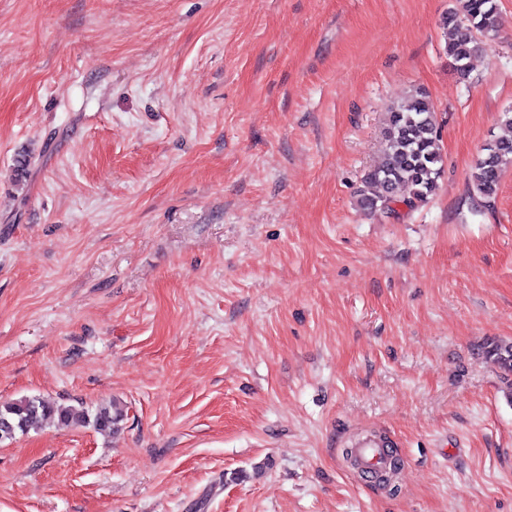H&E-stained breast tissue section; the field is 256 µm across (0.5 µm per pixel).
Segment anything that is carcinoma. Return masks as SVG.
<instances>
[{"mask_svg": "<svg viewBox=\"0 0 512 512\" xmlns=\"http://www.w3.org/2000/svg\"><path fill=\"white\" fill-rule=\"evenodd\" d=\"M498 0H455L442 18L449 31L448 56L463 82L471 81L470 61L484 49L483 39L497 31ZM440 134L435 112L426 91L417 89L404 102L388 112L384 131L383 156L378 167L369 171L359 190L360 203L371 212H393L401 204L409 210L433 196L442 176V158L438 152ZM512 165V139H499L485 149L475 164L472 183L477 195L489 203L497 195L503 170ZM483 357L495 364L512 398V341L500 340L484 347ZM124 407L112 402L89 408L83 404L66 405L41 397H23L0 402V420L17 423L14 435H25L46 422L90 427L103 435L119 430L125 419Z\"/></svg>", "mask_w": 512, "mask_h": 512, "instance_id": "1", "label": "carcinoma"}]
</instances>
